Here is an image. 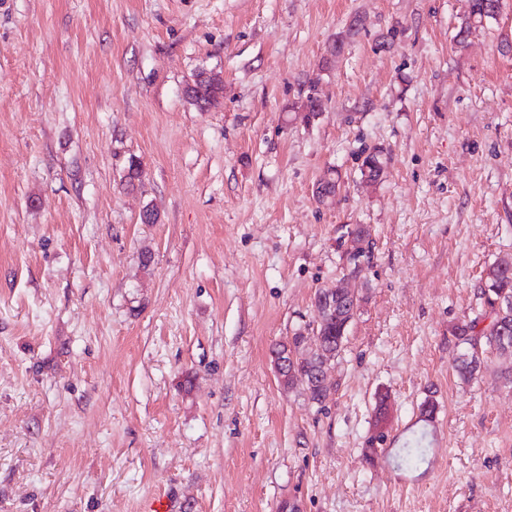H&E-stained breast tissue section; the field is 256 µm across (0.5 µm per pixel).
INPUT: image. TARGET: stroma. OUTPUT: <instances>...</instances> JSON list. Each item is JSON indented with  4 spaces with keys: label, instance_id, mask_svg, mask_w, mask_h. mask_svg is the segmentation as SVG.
Instances as JSON below:
<instances>
[{
    "label": "stroma",
    "instance_id": "obj_1",
    "mask_svg": "<svg viewBox=\"0 0 512 512\" xmlns=\"http://www.w3.org/2000/svg\"><path fill=\"white\" fill-rule=\"evenodd\" d=\"M466 10L0 0V512H512V358L462 383L451 333L512 255V0L461 46ZM340 282L364 300L318 405L272 351ZM195 85H199V88H188L185 92L187 99L192 105L200 110H209L210 108L217 107L221 103L223 93H221L220 89L208 85L202 86L199 82L195 83Z\"/></svg>",
    "mask_w": 512,
    "mask_h": 512
}]
</instances>
